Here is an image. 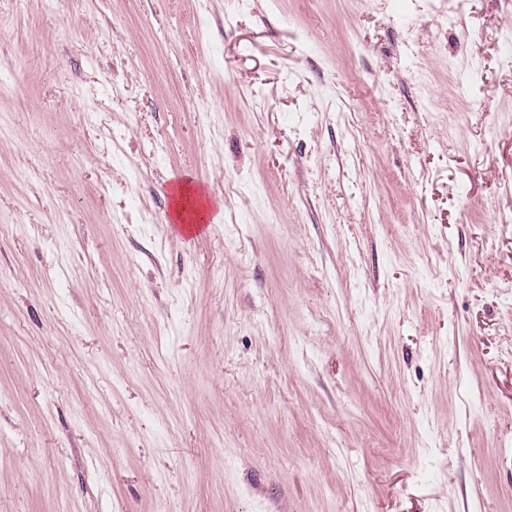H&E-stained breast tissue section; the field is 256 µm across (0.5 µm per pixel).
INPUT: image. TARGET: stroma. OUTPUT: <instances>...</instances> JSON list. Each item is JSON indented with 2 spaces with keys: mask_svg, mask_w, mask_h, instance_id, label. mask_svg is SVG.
Masks as SVG:
<instances>
[{
  "mask_svg": "<svg viewBox=\"0 0 512 512\" xmlns=\"http://www.w3.org/2000/svg\"><path fill=\"white\" fill-rule=\"evenodd\" d=\"M509 38L0 0V512H512ZM173 215L176 224H197V232L206 224H219L224 219V205L211 201L198 187L190 186V180H183L173 188Z\"/></svg>",
  "mask_w": 512,
  "mask_h": 512,
  "instance_id": "1",
  "label": "stroma"
}]
</instances>
